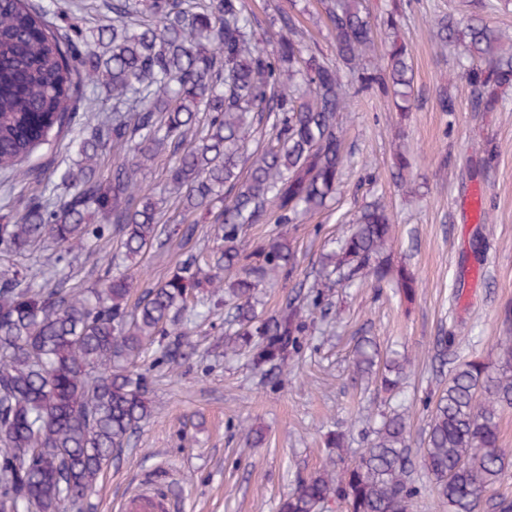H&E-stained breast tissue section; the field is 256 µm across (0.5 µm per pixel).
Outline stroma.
<instances>
[{"label":"stroma","instance_id":"obj_1","mask_svg":"<svg viewBox=\"0 0 512 512\" xmlns=\"http://www.w3.org/2000/svg\"><path fill=\"white\" fill-rule=\"evenodd\" d=\"M261 26L279 10L294 9L305 43L324 56L333 50L318 0H247ZM480 0H414L401 34L409 43L416 108L398 112L365 97L342 113L345 150L351 158L329 209L291 226L300 272L316 268L325 242L346 233L359 207L381 199L394 219L391 259L417 280L413 301L391 289H327L328 315L311 323L287 381L263 382L242 357L224 353L228 310L213 309L193 335L196 352L178 376L154 364L153 413L137 430L134 448L109 462L89 498L93 512H122L127 495L145 488L167 495L171 512H278L297 476L321 469L322 435L338 426L362 429L386 407L385 394L355 390L349 380L353 339L377 337L382 346L408 354L404 384L410 432L422 447L429 423L427 396L446 387L432 368L438 337L454 342L448 357L479 356L494 362L506 333L504 309H512V111L478 113L451 49H438L435 19L468 20ZM456 97L458 112H440V87ZM494 150L495 166L478 173L474 163ZM411 159L408 178L418 194L404 198L392 174L393 154ZM372 180H362L363 169ZM484 195L494 208L485 234L473 201ZM485 238L476 250L472 242ZM266 440L254 448L248 427Z\"/></svg>","mask_w":512,"mask_h":512}]
</instances>
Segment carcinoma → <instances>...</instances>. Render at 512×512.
<instances>
[{"instance_id": "1", "label": "carcinoma", "mask_w": 512, "mask_h": 512, "mask_svg": "<svg viewBox=\"0 0 512 512\" xmlns=\"http://www.w3.org/2000/svg\"><path fill=\"white\" fill-rule=\"evenodd\" d=\"M112 23L86 26L82 0L50 15L33 0H0V172L37 178L34 153L81 125L75 166L47 179L10 224H0V512H91L104 466L133 446L152 413V381L140 368L153 346L176 370L190 356L188 298L232 311L224 354L247 350L251 369L282 383L324 288L367 281L414 298L415 278L393 265V224L384 203L359 211L352 232L326 252L313 282L270 316L259 288L299 269L295 238L278 233L248 247L245 227L270 216L303 224L336 193L345 163L339 116L364 96L410 111L413 68L399 36L413 0H389L377 20L365 0H320L336 54L305 46L291 10L267 29L245 0H103ZM385 49L375 53L378 28ZM434 36L461 48L472 112H501L512 90V38L477 20L446 15ZM112 107H107V103ZM269 131L250 149L253 134ZM165 157L156 193L139 176ZM408 158L394 153L400 189ZM179 199L167 219L164 194ZM214 225L207 255L189 254L167 279L133 270L150 250L193 239ZM116 240L91 288L69 284L73 249ZM55 250L53 268L38 251ZM497 360L451 367L431 401L424 447L412 448L406 412L368 429L346 462V434H325L326 465L299 476L279 512H409L433 485L447 512H512V497L489 491L512 470L500 421L512 408V336ZM410 358L381 354L376 340L354 346L350 380L380 377L396 393Z\"/></svg>"}]
</instances>
